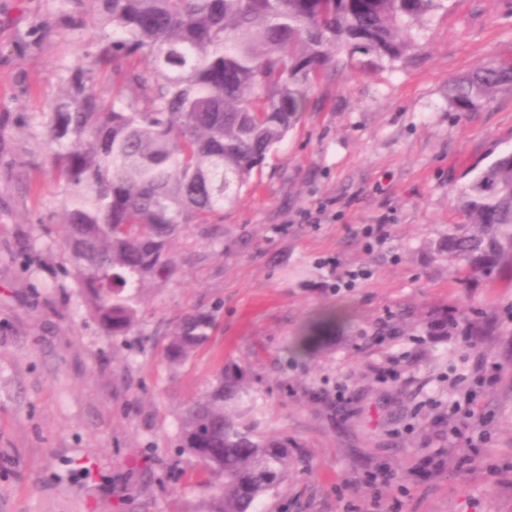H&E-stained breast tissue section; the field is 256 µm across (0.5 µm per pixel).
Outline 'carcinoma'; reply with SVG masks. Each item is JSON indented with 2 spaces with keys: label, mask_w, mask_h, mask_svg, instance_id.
I'll return each mask as SVG.
<instances>
[{
  "label": "carcinoma",
  "mask_w": 512,
  "mask_h": 512,
  "mask_svg": "<svg viewBox=\"0 0 512 512\" xmlns=\"http://www.w3.org/2000/svg\"><path fill=\"white\" fill-rule=\"evenodd\" d=\"M90 63L49 104L50 164L66 192L63 243L105 334L137 324L142 288L176 272L170 244L181 228L208 224L287 138L334 52L393 63L412 32L445 0H90ZM112 67V94L95 89ZM512 88V58L448 81L455 111L476 112ZM466 223L439 252L461 282L490 280L512 264V153L474 173L460 192ZM326 314L297 338L306 355L332 342ZM214 315L190 313L164 347L179 366L204 348ZM444 314L428 332H458ZM246 371L223 365L202 400L182 414L181 450L206 476L204 512H250L295 465L288 440L259 436L227 412Z\"/></svg>",
  "instance_id": "1"
}]
</instances>
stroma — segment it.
<instances>
[{"instance_id": "stroma-1", "label": "stroma", "mask_w": 512, "mask_h": 512, "mask_svg": "<svg viewBox=\"0 0 512 512\" xmlns=\"http://www.w3.org/2000/svg\"><path fill=\"white\" fill-rule=\"evenodd\" d=\"M91 10L0 0V512H201L179 419L223 362L247 371L256 432L298 450L257 512H512V271L466 286L434 249L466 172L512 151V89L448 104L449 79L512 55V0H447L391 64L339 54L223 217L173 240L176 274L117 338L78 288L47 164L45 105L86 63L92 31L73 22ZM340 270L364 277L338 289ZM329 307L334 346L297 355ZM194 309L216 314L212 340L171 366ZM446 310L470 343L428 335Z\"/></svg>"}]
</instances>
